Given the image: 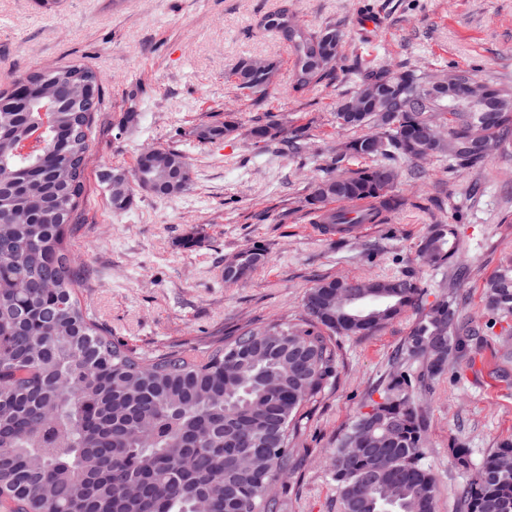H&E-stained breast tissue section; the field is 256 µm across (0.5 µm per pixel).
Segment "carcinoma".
Wrapping results in <instances>:
<instances>
[{"label":"carcinoma","mask_w":512,"mask_h":512,"mask_svg":"<svg viewBox=\"0 0 512 512\" xmlns=\"http://www.w3.org/2000/svg\"><path fill=\"white\" fill-rule=\"evenodd\" d=\"M260 25L288 47L294 93L333 79L341 61L336 27L297 23L288 0ZM356 72L355 97L394 79L399 111L382 112L370 99L349 119L335 112L339 128L362 134L342 144L302 201L320 224H379L402 208L390 159L446 154L473 169L487 156L466 149L470 139L504 144L512 136V88L486 85L498 112L470 107L458 91V111L450 113L448 98L429 96V80L416 69L375 64ZM277 73L274 60L257 70L242 59L231 79L259 105L273 93ZM101 83L87 67L64 65L14 76L0 90V512H281L272 486L279 472L296 470L305 407L337 375L335 337L367 336L411 309L419 316L377 389L379 399L356 412L329 460L342 512H436L416 393L482 335L453 293L425 305V290L411 275L327 278L307 290L293 322L244 326L208 344L150 353L98 323L68 241L79 229ZM52 90L54 127L37 150L18 153L39 120L42 94ZM238 129L227 113L222 123L200 124L198 141L216 142ZM248 134L257 145L280 142L298 152L308 130L285 131L265 113ZM157 155L156 163L138 157L132 169L103 175L113 210L130 209L143 178L161 199L189 188L187 155L170 147ZM347 156L371 164L336 172ZM457 252L454 227L438 223L429 226L417 257L440 268ZM231 260L235 272L224 273V282L238 284L266 263L267 252L254 244ZM484 302L493 315L512 317V262L487 281ZM448 452L457 469L473 471L461 490L462 512H512L511 439L476 469L470 449L456 444ZM132 482L141 487L135 498L124 494Z\"/></svg>","instance_id":"1"}]
</instances>
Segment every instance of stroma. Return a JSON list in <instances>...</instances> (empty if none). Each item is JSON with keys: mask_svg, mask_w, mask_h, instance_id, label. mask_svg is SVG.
Instances as JSON below:
<instances>
[{"mask_svg": "<svg viewBox=\"0 0 512 512\" xmlns=\"http://www.w3.org/2000/svg\"><path fill=\"white\" fill-rule=\"evenodd\" d=\"M281 0H0V81L50 66L77 64L102 79L92 128L74 257L94 274L85 299L114 338L144 352L210 342L246 325L261 326L302 309L308 288L334 276L414 275L435 298L453 288L463 314L483 336L468 359L451 364L418 395L428 426L426 462L437 478L436 512H461L467 474L448 455L454 443L474 464L512 438V318L485 308L491 275L512 259V145L485 165L463 170L445 156L398 158L404 207L388 222L345 240L313 231L302 199L327 172L347 134L336 103L351 95L353 65H407L430 75L474 70L477 80L512 87V0H292L303 23L336 25L343 66L304 95L289 86L286 46L259 26ZM243 58L279 64L277 89L255 105L229 81ZM137 91L140 124L116 123ZM233 112L230 138L201 143L193 129ZM306 126L309 139L291 155L276 142L257 147L246 135L257 115ZM183 150L192 182L160 199L137 191L131 209L113 211L104 170L131 167L147 146ZM454 225L459 253L445 269L417 259L428 225ZM200 241L183 249L184 238ZM267 262L242 284L224 282V259L253 243ZM417 314L408 311L369 336L336 339L339 369L308 410L301 466L275 486L282 512H341L329 453L352 415L392 370Z\"/></svg>", "mask_w": 512, "mask_h": 512, "instance_id": "1", "label": "stroma"}]
</instances>
